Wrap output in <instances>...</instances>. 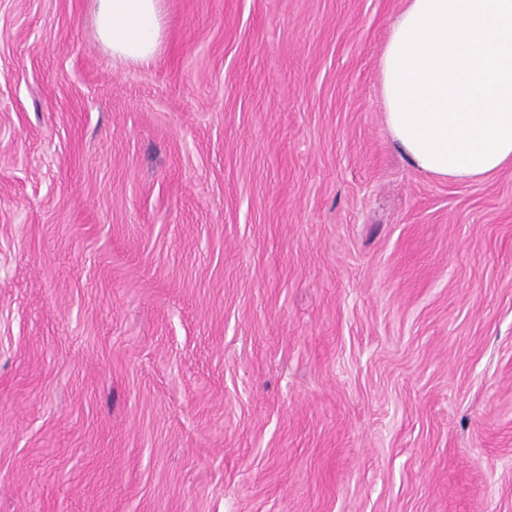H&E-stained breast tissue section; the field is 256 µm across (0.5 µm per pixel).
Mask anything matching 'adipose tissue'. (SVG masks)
Listing matches in <instances>:
<instances>
[{
    "mask_svg": "<svg viewBox=\"0 0 512 512\" xmlns=\"http://www.w3.org/2000/svg\"><path fill=\"white\" fill-rule=\"evenodd\" d=\"M165 0H92L100 41L147 64ZM388 130L419 171L479 180L512 164V0H406L379 60Z\"/></svg>",
    "mask_w": 512,
    "mask_h": 512,
    "instance_id": "obj_1",
    "label": "adipose tissue"
}]
</instances>
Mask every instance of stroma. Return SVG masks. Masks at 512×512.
<instances>
[{
	"label": "stroma",
	"instance_id": "35a3bbf8",
	"mask_svg": "<svg viewBox=\"0 0 512 512\" xmlns=\"http://www.w3.org/2000/svg\"><path fill=\"white\" fill-rule=\"evenodd\" d=\"M405 0H0V512H512V166L416 170ZM98 38L113 56L149 64L165 30V0H92Z\"/></svg>",
	"mask_w": 512,
	"mask_h": 512
}]
</instances>
